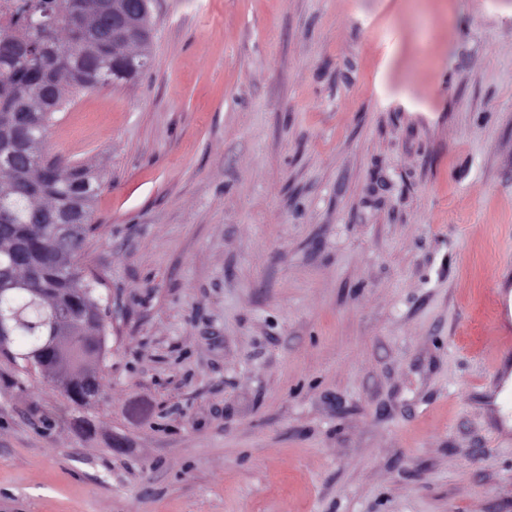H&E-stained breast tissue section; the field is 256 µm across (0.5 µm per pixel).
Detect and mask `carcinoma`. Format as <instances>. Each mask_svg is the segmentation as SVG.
I'll return each instance as SVG.
<instances>
[{
    "label": "carcinoma",
    "instance_id": "carcinoma-1",
    "mask_svg": "<svg viewBox=\"0 0 512 512\" xmlns=\"http://www.w3.org/2000/svg\"><path fill=\"white\" fill-rule=\"evenodd\" d=\"M119 13L134 21L123 34ZM152 30V0H28L0 37V356L26 373L77 370L58 387L77 409L101 397L108 352L101 279L78 265L102 180L45 153L46 133L76 93L141 75Z\"/></svg>",
    "mask_w": 512,
    "mask_h": 512
}]
</instances>
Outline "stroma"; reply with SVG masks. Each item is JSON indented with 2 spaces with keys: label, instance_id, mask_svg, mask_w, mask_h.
<instances>
[{
  "label": "stroma",
  "instance_id": "stroma-1",
  "mask_svg": "<svg viewBox=\"0 0 512 512\" xmlns=\"http://www.w3.org/2000/svg\"><path fill=\"white\" fill-rule=\"evenodd\" d=\"M45 149L104 175L94 438L0 357V512H512V0H153Z\"/></svg>",
  "mask_w": 512,
  "mask_h": 512
}]
</instances>
